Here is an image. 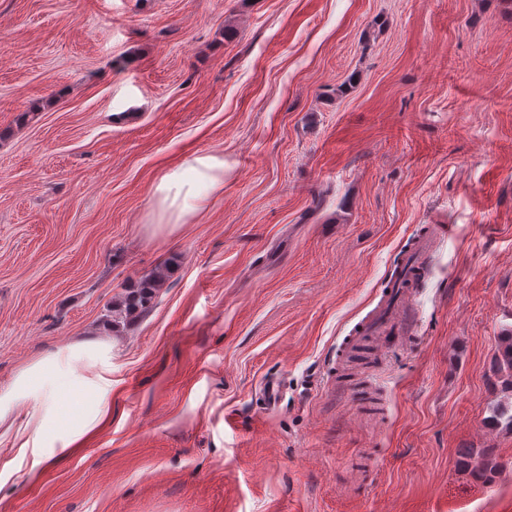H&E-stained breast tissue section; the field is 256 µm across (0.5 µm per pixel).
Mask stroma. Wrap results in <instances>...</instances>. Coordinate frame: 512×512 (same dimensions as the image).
<instances>
[{
	"instance_id": "stroma-1",
	"label": "stroma",
	"mask_w": 512,
	"mask_h": 512,
	"mask_svg": "<svg viewBox=\"0 0 512 512\" xmlns=\"http://www.w3.org/2000/svg\"><path fill=\"white\" fill-rule=\"evenodd\" d=\"M205 151L222 191L160 222ZM429 224L372 415L337 357ZM511 327L512 0H0V391L112 342L111 416L35 470L0 446V512H512ZM224 187V157L214 153H195L161 174L153 187L155 208L166 224H187L203 202ZM181 196L199 204L188 210L178 203ZM162 276L152 274L143 279L139 288H129L123 296L112 302V329L119 326L122 320L134 312L144 310L154 298L160 287ZM493 373L512 390V329L500 336L498 352L493 362ZM460 457V465L466 469H470L473 475L480 477L485 481L491 480L497 472L495 465H491L487 459L484 449L477 448H462L458 451ZM481 458L480 462H475L474 459Z\"/></svg>"
}]
</instances>
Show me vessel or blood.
<instances>
[{
	"label": "vessel or blood",
	"mask_w": 512,
	"mask_h": 512,
	"mask_svg": "<svg viewBox=\"0 0 512 512\" xmlns=\"http://www.w3.org/2000/svg\"><path fill=\"white\" fill-rule=\"evenodd\" d=\"M451 227L447 224L429 225L425 233L407 252L399 270L390 276L381 304L373 315L361 323L354 336L345 342L341 355L349 357L355 347L366 343L399 342L408 332L406 314L414 276L428 266L436 240L445 237Z\"/></svg>",
	"instance_id": "b4317fda"
}]
</instances>
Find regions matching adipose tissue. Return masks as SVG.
Returning a JSON list of instances; mask_svg holds the SVG:
<instances>
[{
    "instance_id": "ef3b65f1",
    "label": "adipose tissue",
    "mask_w": 512,
    "mask_h": 512,
    "mask_svg": "<svg viewBox=\"0 0 512 512\" xmlns=\"http://www.w3.org/2000/svg\"><path fill=\"white\" fill-rule=\"evenodd\" d=\"M224 186V159L201 152L161 174L153 187L160 219L185 224L195 210L180 206V197L203 202ZM112 344L91 340L66 346L34 360L0 392V422L17 406L24 407L12 445L19 459L38 468L70 454L97 429L110 412ZM66 404H59V397Z\"/></svg>"
}]
</instances>
